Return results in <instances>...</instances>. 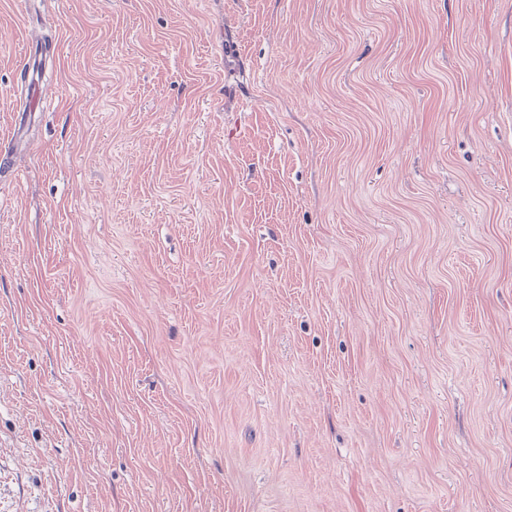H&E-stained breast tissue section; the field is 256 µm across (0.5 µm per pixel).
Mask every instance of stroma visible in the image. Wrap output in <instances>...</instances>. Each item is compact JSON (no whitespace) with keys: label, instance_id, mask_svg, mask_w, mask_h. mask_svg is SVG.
Listing matches in <instances>:
<instances>
[{"label":"stroma","instance_id":"35a3bbf8","mask_svg":"<svg viewBox=\"0 0 512 512\" xmlns=\"http://www.w3.org/2000/svg\"><path fill=\"white\" fill-rule=\"evenodd\" d=\"M0 512H512V0H0Z\"/></svg>","mask_w":512,"mask_h":512}]
</instances>
